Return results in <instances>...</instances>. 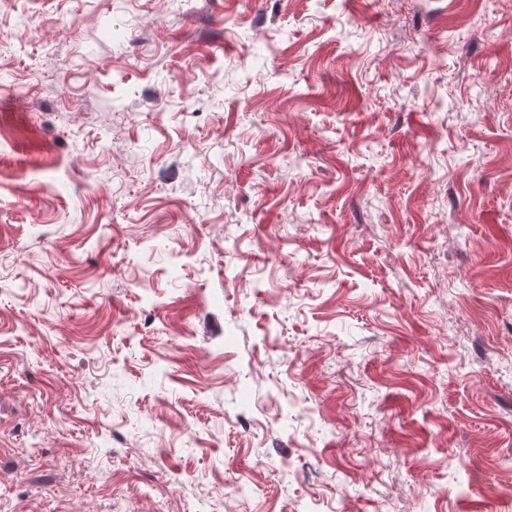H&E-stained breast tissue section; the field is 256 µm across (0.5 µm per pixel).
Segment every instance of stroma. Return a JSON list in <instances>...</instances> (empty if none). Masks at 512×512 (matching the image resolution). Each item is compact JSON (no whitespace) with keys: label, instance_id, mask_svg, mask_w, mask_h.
I'll use <instances>...</instances> for the list:
<instances>
[{"label":"stroma","instance_id":"stroma-1","mask_svg":"<svg viewBox=\"0 0 512 512\" xmlns=\"http://www.w3.org/2000/svg\"><path fill=\"white\" fill-rule=\"evenodd\" d=\"M512 512V0H0V512Z\"/></svg>","mask_w":512,"mask_h":512}]
</instances>
